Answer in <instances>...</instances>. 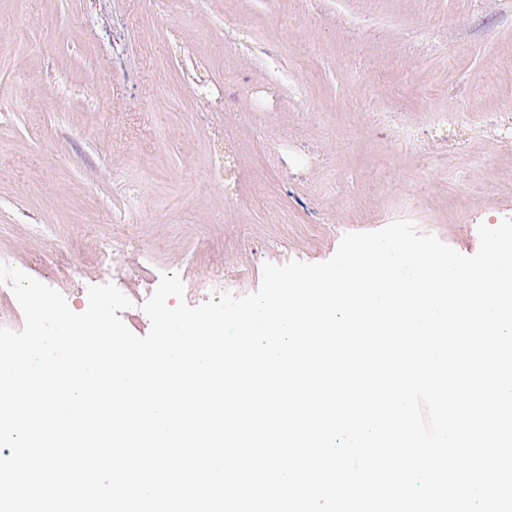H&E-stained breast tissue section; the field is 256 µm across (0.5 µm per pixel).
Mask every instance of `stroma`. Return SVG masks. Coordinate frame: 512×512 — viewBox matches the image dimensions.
<instances>
[{
	"mask_svg": "<svg viewBox=\"0 0 512 512\" xmlns=\"http://www.w3.org/2000/svg\"><path fill=\"white\" fill-rule=\"evenodd\" d=\"M507 134L512 0H0V254L76 312L121 277L138 336L164 273L243 296L400 219L475 254L512 217Z\"/></svg>",
	"mask_w": 512,
	"mask_h": 512,
	"instance_id": "obj_1",
	"label": "stroma"
}]
</instances>
